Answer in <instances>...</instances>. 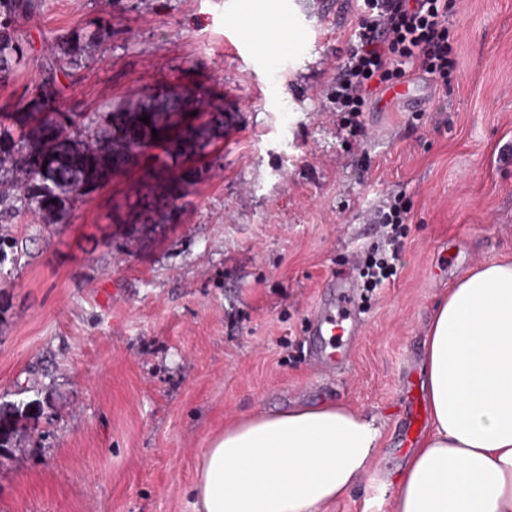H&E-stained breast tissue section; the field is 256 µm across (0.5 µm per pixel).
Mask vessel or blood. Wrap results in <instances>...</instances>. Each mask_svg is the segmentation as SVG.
<instances>
[{"label":"vessel or blood","instance_id":"1","mask_svg":"<svg viewBox=\"0 0 512 512\" xmlns=\"http://www.w3.org/2000/svg\"><path fill=\"white\" fill-rule=\"evenodd\" d=\"M356 301L349 282L337 279L332 284L327 299L319 307L313 324V348L317 363L324 368H343L350 361V354L343 339L351 331L355 319Z\"/></svg>","mask_w":512,"mask_h":512}]
</instances>
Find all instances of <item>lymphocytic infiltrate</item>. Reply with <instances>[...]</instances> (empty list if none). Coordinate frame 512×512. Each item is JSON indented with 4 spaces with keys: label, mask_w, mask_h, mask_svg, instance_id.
<instances>
[{
    "label": "lymphocytic infiltrate",
    "mask_w": 512,
    "mask_h": 512,
    "mask_svg": "<svg viewBox=\"0 0 512 512\" xmlns=\"http://www.w3.org/2000/svg\"><path fill=\"white\" fill-rule=\"evenodd\" d=\"M354 37L329 93L354 138L365 132L361 116L377 91L408 82L417 71L446 90L458 69L448 0H362ZM410 210L406 195L392 194L377 211L384 243L358 264L362 304L395 282Z\"/></svg>",
    "instance_id": "lymphocytic-infiltrate-1"
}]
</instances>
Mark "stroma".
Returning <instances> with one entry per match:
<instances>
[{
  "label": "stroma",
  "instance_id": "1",
  "mask_svg": "<svg viewBox=\"0 0 512 512\" xmlns=\"http://www.w3.org/2000/svg\"><path fill=\"white\" fill-rule=\"evenodd\" d=\"M359 0H43L20 28L39 76L57 34L112 36L60 76L63 112L164 87L237 110L211 146L180 224L145 228L123 205L139 163L78 203L68 224L24 215L0 236L25 254L0 277V403L26 436L0 459V512H194L201 448L226 421L298 403L377 417L380 466L409 450L407 388L435 304L472 267L512 256V0H453L451 93L420 76L417 108L377 96L348 138L327 97ZM413 204L394 284L342 369H316L307 330L337 274L376 238L387 195ZM363 480L331 512H393Z\"/></svg>",
  "mask_w": 512,
  "mask_h": 512
}]
</instances>
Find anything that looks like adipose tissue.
Instances as JSON below:
<instances>
[{"mask_svg": "<svg viewBox=\"0 0 512 512\" xmlns=\"http://www.w3.org/2000/svg\"><path fill=\"white\" fill-rule=\"evenodd\" d=\"M421 365L432 427L396 472L379 468L382 429L366 412H258L201 450L195 512H328L366 477L393 488V512H512V259L449 288Z\"/></svg>", "mask_w": 512, "mask_h": 512, "instance_id": "ef3b65f1", "label": "adipose tissue"}]
</instances>
